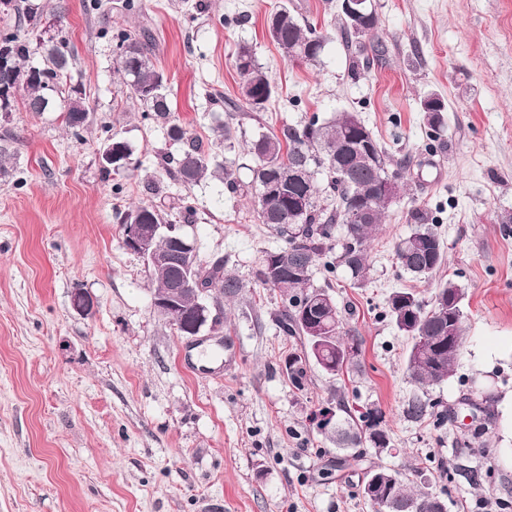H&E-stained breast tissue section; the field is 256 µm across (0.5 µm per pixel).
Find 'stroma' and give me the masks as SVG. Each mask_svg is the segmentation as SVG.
<instances>
[{
  "instance_id": "stroma-1",
  "label": "stroma",
  "mask_w": 512,
  "mask_h": 512,
  "mask_svg": "<svg viewBox=\"0 0 512 512\" xmlns=\"http://www.w3.org/2000/svg\"><path fill=\"white\" fill-rule=\"evenodd\" d=\"M41 0L72 48L90 123L75 139L56 114L17 106L0 116L14 137L12 174L0 178V512H370L366 471H399L411 488L442 492L447 512H495L512 505V0H372L383 51L370 67L340 30L338 0ZM328 31L320 63L283 56L266 35L279 5ZM147 30L168 79L176 118L205 153L236 158L283 122L328 121L355 112L409 163L408 183L370 247L371 274L316 270L359 338L356 369L330 376L310 366L303 389L282 371L299 340L280 335L278 292L254 283L264 252L283 239L257 219L251 195L206 178L187 185L159 171L172 151L167 130L144 119L113 69L110 31ZM252 45L276 93L260 112L228 116L214 94L235 99L239 44ZM446 106V149L429 155L421 104ZM233 122L219 143L216 127ZM133 147L138 167L106 174L105 131ZM158 182L168 219L203 261L223 260L243 283L220 299L219 331L181 336L151 308L149 271L123 244L117 213L148 200ZM124 191L115 194L113 186ZM189 198L192 222L172 207ZM427 209L444 241L436 275L400 271L394 244L409 234L411 208ZM466 291L468 336L448 381L421 387L406 370L410 345L385 315L388 295L414 289L425 300L445 281ZM95 302L80 314L76 291ZM432 404L423 420L407 414ZM345 401L380 409L390 449L363 447L358 466L336 465L340 450L311 416ZM447 420H439V413ZM445 477L434 481L436 467Z\"/></svg>"
}]
</instances>
